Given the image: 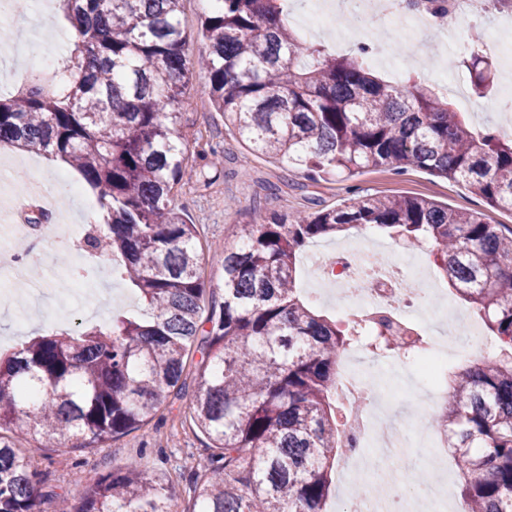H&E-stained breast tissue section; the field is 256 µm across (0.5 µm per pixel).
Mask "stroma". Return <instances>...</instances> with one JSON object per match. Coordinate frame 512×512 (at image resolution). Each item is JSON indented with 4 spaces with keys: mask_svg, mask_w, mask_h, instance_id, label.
<instances>
[{
    "mask_svg": "<svg viewBox=\"0 0 512 512\" xmlns=\"http://www.w3.org/2000/svg\"><path fill=\"white\" fill-rule=\"evenodd\" d=\"M208 6L204 0H183L180 20L193 40L189 47L192 78L186 97L188 107L182 112L181 132L196 174L174 192V203L183 219L197 225L202 257V276L207 291L221 294L223 269L217 258L225 247L237 241L240 224L271 214L292 215L332 208L346 198L348 190L359 195H419L447 204L457 210L480 211L493 224L512 227V211L488 208L472 188L433 177L420 170L401 174L387 167L361 170L351 179L341 177L325 180L309 178L304 171L271 162L247 144L237 142L224 128V118L210 103L208 80V49L196 33ZM502 12L497 0H490L485 15L476 21H462L454 28L456 39L471 43L475 53L493 66V84L485 96H478L464 67V56L453 59L454 69L461 79L460 89L444 90L445 97L456 111L477 130L496 128L512 132V116L501 112L500 101L506 75L498 52L484 48L482 41L487 29L495 27ZM13 39L0 49V97L17 95L22 84L15 72L37 75L52 80L72 46L66 33L50 35L48 27L33 28L23 22L22 12H14ZM411 61L404 75L422 77L426 85L438 88L432 69L445 55V46L426 30L414 32L410 46ZM212 148L223 152L222 170L210 168L202 150ZM0 205L10 206L17 198L37 191L47 196L56 224H85L97 210V194L86 185L80 174L70 166L56 170L39 153L17 154L10 146H0ZM65 174L66 194H58L57 174ZM357 230L342 236L320 239L304 248L297 258V281L300 296L316 312L335 317V304L312 298L308 256L316 251L339 250L353 242ZM80 276L98 281L104 291L101 303L88 306L84 313L67 319L55 308L56 288H47L36 312L25 321H17L13 309L0 308V351L33 337L71 332L91 327L107 326L113 317L138 314L142 303L136 290L112 270L107 260H97L78 267ZM206 440L189 422L186 401L173 400L160 411L145 429L133 432L103 447L73 452L58 447L51 452L36 450L38 490L59 497H72L75 490L90 484L100 475L118 468L129 456L141 455L148 474L165 483L173 494L177 512H182L189 495L190 478L205 463Z\"/></svg>",
    "mask_w": 512,
    "mask_h": 512,
    "instance_id": "1",
    "label": "stroma"
}]
</instances>
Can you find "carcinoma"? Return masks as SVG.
Instances as JSON below:
<instances>
[{
	"instance_id": "cac0c4a2",
	"label": "carcinoma",
	"mask_w": 512,
	"mask_h": 512,
	"mask_svg": "<svg viewBox=\"0 0 512 512\" xmlns=\"http://www.w3.org/2000/svg\"><path fill=\"white\" fill-rule=\"evenodd\" d=\"M180 3L68 0L66 66L0 100V144L58 155L99 189L105 231L85 245L120 254L150 310L107 330L34 337L0 359V512H43L32 451L101 447L173 398L188 401L208 439L186 512H326L330 465L347 442L331 394L356 330L300 299L296 260L311 240L359 226L428 245L509 351L449 376L431 421L463 475L465 512H512V228L412 195L353 194L338 208L273 214L242 225L224 250V301L204 313L199 232L172 207L193 173L180 134L190 73ZM200 33L210 100L257 152L323 178L422 169L512 209V137L472 129L426 85H390L362 61L299 40L281 0H215ZM371 339L385 351L401 341L387 321ZM194 351L202 362L189 384ZM76 495L68 512H172L138 455Z\"/></svg>"
}]
</instances>
